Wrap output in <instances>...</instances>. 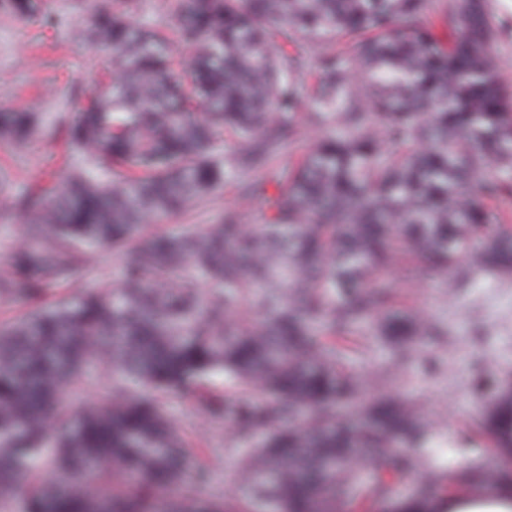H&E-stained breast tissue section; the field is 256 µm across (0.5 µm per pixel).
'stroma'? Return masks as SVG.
Returning <instances> with one entry per match:
<instances>
[{"label":"stroma","mask_w":512,"mask_h":512,"mask_svg":"<svg viewBox=\"0 0 512 512\" xmlns=\"http://www.w3.org/2000/svg\"><path fill=\"white\" fill-rule=\"evenodd\" d=\"M98 0H49L55 17L44 27L0 6V111L38 114L33 137L17 145L0 137V273L23 238L25 222L11 207L13 197L34 184L49 193L62 190L79 160L65 155L55 133V118L73 111L78 90L106 79L113 50L93 45L86 33ZM241 210L247 224L263 223L260 205L241 208L231 188L190 203L185 212L162 218V230H183L217 223L224 211ZM414 304L424 317H440L450 331L444 346L431 345L426 356L400 364L385 389L410 394L427 418L448 422V439L431 449L433 467L449 470L489 459L488 436L474 430L476 406L512 377V281L486 283L454 297L433 284L416 289ZM168 413L192 448L198 463L212 473L202 497L225 496L234 488L235 457L224 449L227 421L212 419L201 407L178 396L167 400Z\"/></svg>","instance_id":"obj_1"}]
</instances>
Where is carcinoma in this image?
<instances>
[{
  "instance_id": "1",
  "label": "carcinoma",
  "mask_w": 512,
  "mask_h": 512,
  "mask_svg": "<svg viewBox=\"0 0 512 512\" xmlns=\"http://www.w3.org/2000/svg\"><path fill=\"white\" fill-rule=\"evenodd\" d=\"M42 22L47 0H7ZM101 3L87 32L112 45L111 79L56 135L86 165L29 219L0 301L30 316L0 333V507L21 512H436V489L486 479L485 463L421 470L448 432L410 401L369 397L388 359L439 320L400 300L512 276V92L485 0H175V35ZM192 48L175 59L173 42ZM315 72L303 96L298 80ZM33 112H0L24 142ZM315 146L280 168L303 127ZM225 187L263 224L228 211L182 235L144 234ZM100 248H128L120 283H89ZM67 297L48 302L59 289ZM216 374L239 390L208 387ZM103 379L75 409L66 386ZM212 417L236 399L224 447L242 454L231 494L161 498L194 483L167 396ZM476 431L512 458V388ZM400 482L412 483L401 495Z\"/></svg>"
}]
</instances>
